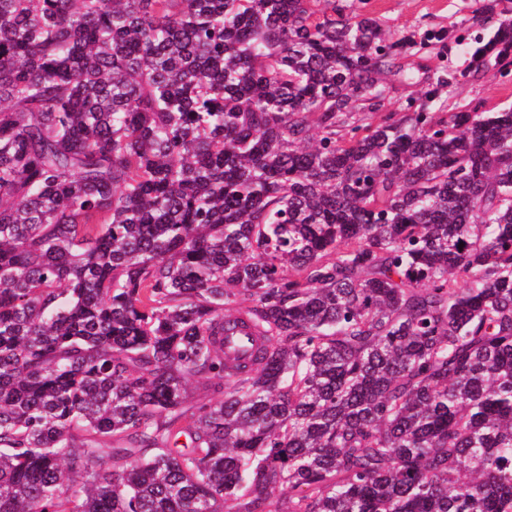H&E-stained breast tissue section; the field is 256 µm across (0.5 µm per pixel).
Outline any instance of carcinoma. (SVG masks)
<instances>
[{
	"mask_svg": "<svg viewBox=\"0 0 512 512\" xmlns=\"http://www.w3.org/2000/svg\"><path fill=\"white\" fill-rule=\"evenodd\" d=\"M400 71L336 0H0V512H512V108Z\"/></svg>",
	"mask_w": 512,
	"mask_h": 512,
	"instance_id": "1",
	"label": "carcinoma"
}]
</instances>
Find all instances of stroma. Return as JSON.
I'll list each match as a JSON object with an SVG mask.
<instances>
[{"mask_svg":"<svg viewBox=\"0 0 512 512\" xmlns=\"http://www.w3.org/2000/svg\"><path fill=\"white\" fill-rule=\"evenodd\" d=\"M344 16L367 15L403 43L401 73L383 83L386 111L401 112L409 99L429 88L437 93L430 111L453 104L498 110L512 107V74L497 71L479 79L462 78L477 42L488 39L498 13L477 9L474 0H336Z\"/></svg>","mask_w":512,"mask_h":512,"instance_id":"1","label":"stroma"}]
</instances>
